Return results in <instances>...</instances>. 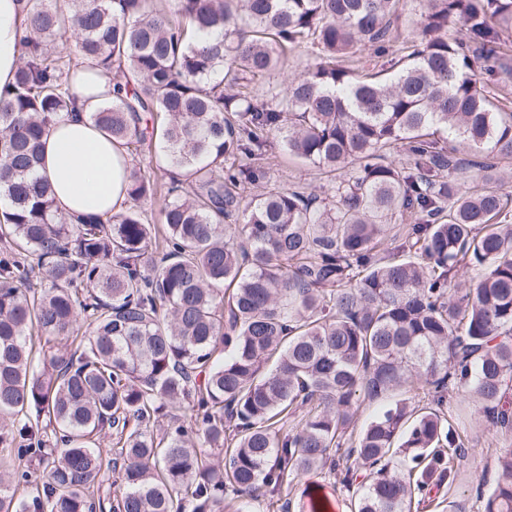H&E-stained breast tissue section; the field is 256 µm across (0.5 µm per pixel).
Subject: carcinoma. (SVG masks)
<instances>
[{"instance_id":"cac0c4a2","label":"carcinoma","mask_w":512,"mask_h":512,"mask_svg":"<svg viewBox=\"0 0 512 512\" xmlns=\"http://www.w3.org/2000/svg\"><path fill=\"white\" fill-rule=\"evenodd\" d=\"M24 2L0 89V512L278 509L325 468L356 488L354 512H411L458 484L448 392L512 428V191L458 179L496 182L512 157V110L476 80L512 81V0H420L406 50L409 0H175V20L148 0ZM299 48L312 68L257 94ZM366 49L390 68L367 72ZM80 60L112 84L95 126L132 158L160 141V250L137 209L152 172L130 168V205L78 221L38 176ZM275 143L330 176L327 198L298 186L241 205ZM107 470L120 490L97 503ZM476 498L512 512V451Z\"/></svg>"}]
</instances>
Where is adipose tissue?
<instances>
[{
  "mask_svg": "<svg viewBox=\"0 0 512 512\" xmlns=\"http://www.w3.org/2000/svg\"><path fill=\"white\" fill-rule=\"evenodd\" d=\"M25 20L18 0H0V87L14 79ZM72 88L75 104L50 128L39 173L52 185L57 207L68 215L118 212L126 200L128 159L90 119L105 101L109 81L95 65L81 62Z\"/></svg>",
  "mask_w": 512,
  "mask_h": 512,
  "instance_id": "ef3b65f1",
  "label": "adipose tissue"
}]
</instances>
